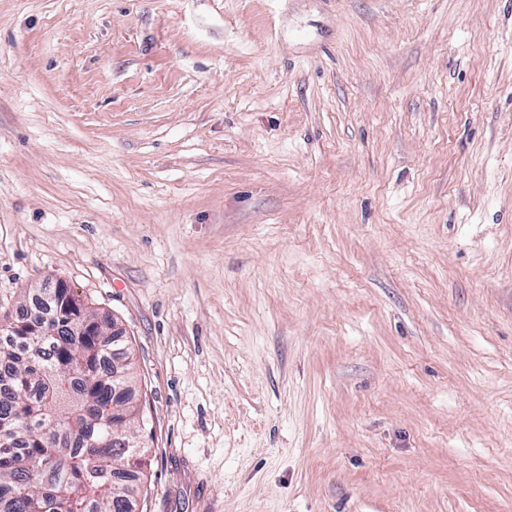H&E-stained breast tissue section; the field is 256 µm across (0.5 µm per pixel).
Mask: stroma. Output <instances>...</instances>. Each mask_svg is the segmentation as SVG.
Wrapping results in <instances>:
<instances>
[{
  "label": "stroma",
  "mask_w": 512,
  "mask_h": 512,
  "mask_svg": "<svg viewBox=\"0 0 512 512\" xmlns=\"http://www.w3.org/2000/svg\"><path fill=\"white\" fill-rule=\"evenodd\" d=\"M45 281L140 512H512V0H0V314Z\"/></svg>",
  "instance_id": "obj_1"
}]
</instances>
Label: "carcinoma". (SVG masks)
I'll use <instances>...</instances> for the list:
<instances>
[{
  "label": "carcinoma",
  "instance_id": "obj_1",
  "mask_svg": "<svg viewBox=\"0 0 512 512\" xmlns=\"http://www.w3.org/2000/svg\"><path fill=\"white\" fill-rule=\"evenodd\" d=\"M46 308L0 316V512H127L145 472L119 479L137 437V406L112 357V323L69 288Z\"/></svg>",
  "mask_w": 512,
  "mask_h": 512
}]
</instances>
